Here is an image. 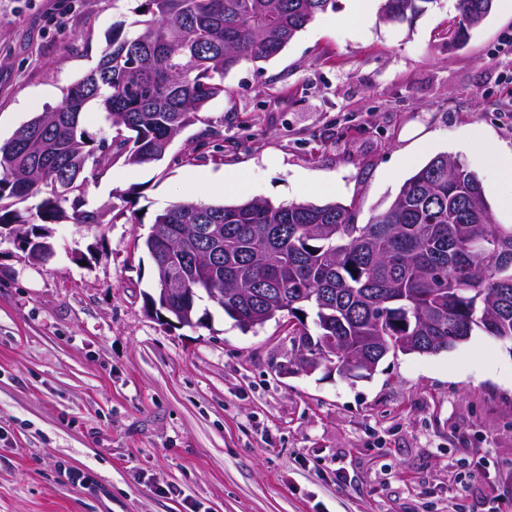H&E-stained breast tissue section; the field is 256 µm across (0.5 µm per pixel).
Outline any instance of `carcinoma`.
<instances>
[{
	"label": "carcinoma",
	"mask_w": 512,
	"mask_h": 512,
	"mask_svg": "<svg viewBox=\"0 0 512 512\" xmlns=\"http://www.w3.org/2000/svg\"><path fill=\"white\" fill-rule=\"evenodd\" d=\"M437 0H381L379 20L412 22ZM484 0H456L462 35ZM335 0H142L128 37L112 33L94 69L60 102L0 143V225L110 224L123 205L84 209L92 179L118 161L153 166L173 139L225 92L243 62L274 58ZM104 114L105 144L83 126ZM40 197L35 210L21 207ZM175 234L190 226L184 252L145 247L154 279L179 275L196 251L209 262L190 282L195 323L202 296L242 330L288 318L289 363L310 360L325 374L364 378L388 355H432L474 329L512 342V225L493 222L480 180L438 155L409 178L390 207L358 223L339 202L234 205L184 200L156 215ZM313 326H308V323ZM335 338L334 350L327 337Z\"/></svg>",
	"instance_id": "cac0c4a2"
}]
</instances>
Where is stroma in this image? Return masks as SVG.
Returning <instances> with one entry per match:
<instances>
[{"label":"stroma","instance_id":"1","mask_svg":"<svg viewBox=\"0 0 512 512\" xmlns=\"http://www.w3.org/2000/svg\"><path fill=\"white\" fill-rule=\"evenodd\" d=\"M454 4L385 24L379 0H338L276 57L226 74L163 161L89 184L87 209L122 195L135 222L54 225L44 263L0 240V512H512V342L478 331L348 380L284 373L276 322L245 333L202 299V324L172 327L144 308L141 243L183 199H331L363 224L445 154L512 225L482 155L512 149V14L452 44ZM136 6L0 0V142L56 106L114 28L133 32ZM209 129L223 153L190 154ZM329 180L332 195L313 190Z\"/></svg>","mask_w":512,"mask_h":512}]
</instances>
